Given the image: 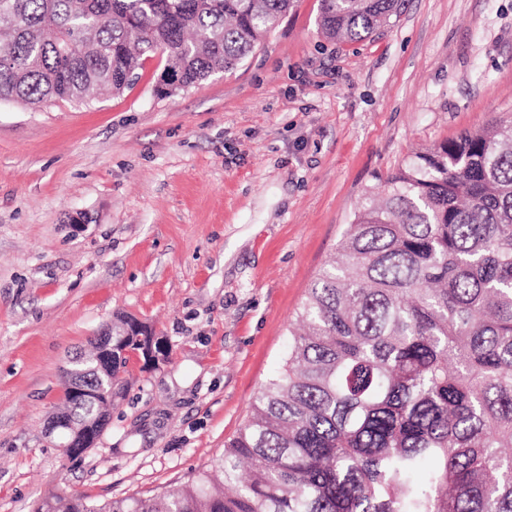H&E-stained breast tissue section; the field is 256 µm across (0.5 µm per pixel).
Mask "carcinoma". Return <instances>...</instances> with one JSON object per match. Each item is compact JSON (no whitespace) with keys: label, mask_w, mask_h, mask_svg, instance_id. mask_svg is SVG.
Masks as SVG:
<instances>
[{"label":"carcinoma","mask_w":512,"mask_h":512,"mask_svg":"<svg viewBox=\"0 0 512 512\" xmlns=\"http://www.w3.org/2000/svg\"><path fill=\"white\" fill-rule=\"evenodd\" d=\"M291 0H0V99L89 103L162 52L192 86L233 72ZM398 0H321L329 39L359 42ZM279 372L174 495L35 512H512V124L420 152L371 192L313 280ZM72 360L97 390L61 410L102 433L124 393L112 364Z\"/></svg>","instance_id":"carcinoma-1"}]
</instances>
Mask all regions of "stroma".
Listing matches in <instances>:
<instances>
[{"mask_svg": "<svg viewBox=\"0 0 512 512\" xmlns=\"http://www.w3.org/2000/svg\"><path fill=\"white\" fill-rule=\"evenodd\" d=\"M293 0L245 64L163 96V57L90 104L0 101V512L178 488L224 454L371 188L512 120V0H401L364 41ZM168 344L127 364L96 445L49 433L116 316Z\"/></svg>", "mask_w": 512, "mask_h": 512, "instance_id": "35a3bbf8", "label": "stroma"}]
</instances>
